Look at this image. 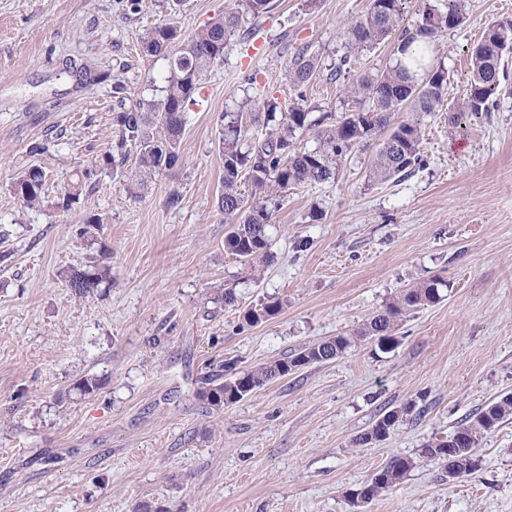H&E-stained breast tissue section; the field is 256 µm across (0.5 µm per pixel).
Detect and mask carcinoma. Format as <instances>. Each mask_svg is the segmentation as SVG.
Segmentation results:
<instances>
[{
  "mask_svg": "<svg viewBox=\"0 0 512 512\" xmlns=\"http://www.w3.org/2000/svg\"><path fill=\"white\" fill-rule=\"evenodd\" d=\"M404 0H368L366 13L344 24V36L351 49L370 51L401 30L394 43V54L405 55L420 45L412 61L424 66L421 77H413L401 62L360 77L350 86L358 99V109L345 112L334 124L312 117V109L295 103L288 111L273 97L244 100L235 112L224 113L219 147L224 157V191L218 209L231 220L232 231L224 248L252 266L272 258L269 227L274 210L288 190L303 185L323 184L336 176L339 165L354 148L366 146L378 136L379 143L371 166L372 176L386 181L405 176L420 164L422 134L419 117L440 112L450 82V73L437 53L440 39L462 24L467 15L466 0H441L442 6L427 9L419 24L400 29ZM273 0H235V7L209 20L186 39L169 23L154 27L142 40L141 51L150 57L168 60L164 86L151 98L137 100L135 108L113 117L115 139L102 160L112 173L124 179L126 191L139 197L153 177L179 161L180 137L187 122L188 106L195 103L202 81L213 65L224 57L231 38L251 34L247 24L268 14ZM512 53V17L490 21L480 41L471 50V79L463 101L448 107V121L456 123L465 114L488 112L496 104L507 77L504 56ZM321 71L320 59L306 46L296 49L286 62L288 81L295 88L305 87ZM412 114L395 122L398 113ZM313 132L315 145L300 147L296 140ZM137 150L134 167H126L127 146ZM45 172L29 167L12 182L14 194L30 208L43 206ZM251 184V196L240 191L242 180ZM82 194V183L72 184L55 206L69 210ZM112 280V267L101 261L91 270L72 269L63 274L66 287L78 298H87L101 284ZM447 283L440 279L420 282L399 292L395 299L372 314L350 336H336L302 349L297 354L264 364L224 381L217 376L203 379L200 396L216 406L222 397L233 404L254 390L288 376L292 367L332 360L353 343L372 338L383 352L398 345L399 323L407 315L444 298ZM281 303L261 301L249 308L244 320L257 324L278 313ZM413 407L404 405L382 412L371 428L356 436L355 443L368 445L386 439L393 427L411 416ZM512 415V396L488 404L478 415L459 423L447 437L430 440L419 457L441 467L451 480L468 475L476 467L475 449L488 433ZM412 457L397 456L377 470L360 488L361 499L370 502L394 490L415 467Z\"/></svg>",
  "mask_w": 512,
  "mask_h": 512,
  "instance_id": "carcinoma-1",
  "label": "carcinoma"
}]
</instances>
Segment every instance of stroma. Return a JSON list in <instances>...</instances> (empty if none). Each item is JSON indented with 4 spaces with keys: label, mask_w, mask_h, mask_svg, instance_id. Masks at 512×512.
Returning a JSON list of instances; mask_svg holds the SVG:
<instances>
[{
    "label": "stroma",
    "mask_w": 512,
    "mask_h": 512,
    "mask_svg": "<svg viewBox=\"0 0 512 512\" xmlns=\"http://www.w3.org/2000/svg\"><path fill=\"white\" fill-rule=\"evenodd\" d=\"M251 38H232L191 105L180 162L132 198L99 164L119 112L116 84L147 97L167 62L141 51L153 27L191 35L233 0H0V512H512V418L456 481L419 461L488 403L512 395V70L491 112L424 116L421 167L371 175L373 148L335 180L289 190L273 215L271 262L252 273L225 252L217 208L224 112L251 96L314 116L355 107L320 73L304 91L284 66L309 46L326 67L348 48L343 22L368 0H275ZM512 0H469L440 41L448 101L471 78L468 52ZM252 73L255 85L243 77ZM43 153H31L33 144ZM44 169L45 205L25 208L11 178ZM88 188L66 212L54 201ZM177 205H169L170 194ZM100 214L95 243L79 232ZM108 250L111 282L74 296L63 271ZM448 295L404 319L398 346L359 341L218 410L199 396L225 363L246 370L356 331L400 290L430 279ZM227 285L235 305L215 302ZM261 300L281 311L254 326ZM98 376L92 395L78 380ZM414 405L381 442L358 445L382 411ZM396 456L418 463L396 490L348 498Z\"/></svg>",
    "instance_id": "stroma-1"
}]
</instances>
